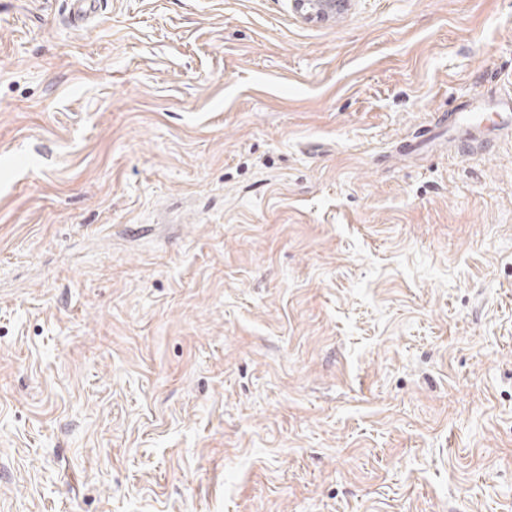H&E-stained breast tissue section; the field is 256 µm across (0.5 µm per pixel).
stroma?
<instances>
[{
    "mask_svg": "<svg viewBox=\"0 0 512 512\" xmlns=\"http://www.w3.org/2000/svg\"><path fill=\"white\" fill-rule=\"evenodd\" d=\"M512 0H0V512H512ZM100 4L101 0H69V14L73 26H82L94 19ZM294 10L307 20L335 17L347 8L349 0H292ZM474 104H464L458 112L450 114V121L445 124L444 120H439L433 129L427 130L419 135L420 140L411 141L403 146L406 153L414 152L421 144L428 141L438 133H442L444 137L448 136V143L462 144V151L469 155L476 149L486 150L488 142L484 139V131L486 122L490 121L488 114L492 112H474ZM464 132V137L457 136V132Z\"/></svg>",
    "mask_w": 512,
    "mask_h": 512,
    "instance_id": "1",
    "label": "stroma"
}]
</instances>
